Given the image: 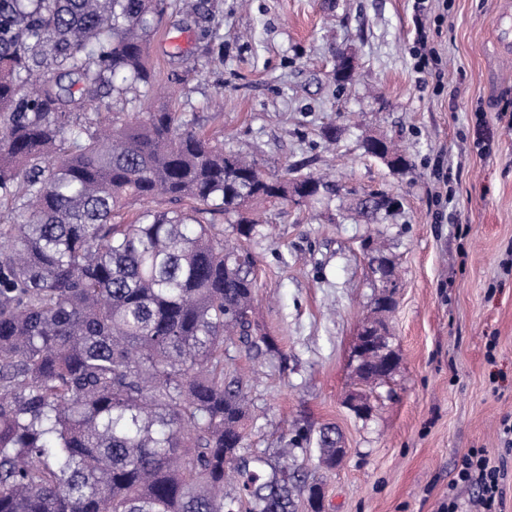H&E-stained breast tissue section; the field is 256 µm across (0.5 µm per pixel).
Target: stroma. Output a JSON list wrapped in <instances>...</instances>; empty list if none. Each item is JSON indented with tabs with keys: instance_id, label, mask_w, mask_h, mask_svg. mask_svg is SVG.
Returning a JSON list of instances; mask_svg holds the SVG:
<instances>
[{
	"instance_id": "obj_1",
	"label": "stroma",
	"mask_w": 512,
	"mask_h": 512,
	"mask_svg": "<svg viewBox=\"0 0 512 512\" xmlns=\"http://www.w3.org/2000/svg\"><path fill=\"white\" fill-rule=\"evenodd\" d=\"M152 42L148 97L173 98L225 151L266 172L330 173L398 210L367 224L339 204L257 205L255 316L277 351L229 344L226 378L247 380L258 416L248 449L320 483L323 512H445L456 461L487 449L512 512V0H432L428 44L441 79L416 72L414 0H191ZM349 81L332 75L337 50ZM401 146L405 171L363 155L368 135ZM392 262L391 377L357 417L353 347ZM335 426L346 450L328 469L295 428Z\"/></svg>"
}]
</instances>
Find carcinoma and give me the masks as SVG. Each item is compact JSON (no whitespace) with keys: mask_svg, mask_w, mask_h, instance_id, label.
Here are the masks:
<instances>
[{"mask_svg":"<svg viewBox=\"0 0 512 512\" xmlns=\"http://www.w3.org/2000/svg\"><path fill=\"white\" fill-rule=\"evenodd\" d=\"M172 6L0 0V512H294L302 496L321 512L318 484L246 452L224 339L275 347L255 259L199 219L288 201L295 170L268 176L168 103L126 111ZM306 178V204L389 211ZM158 197L174 207L116 222ZM316 445L333 455L336 428Z\"/></svg>","mask_w":512,"mask_h":512,"instance_id":"obj_1","label":"carcinoma"}]
</instances>
